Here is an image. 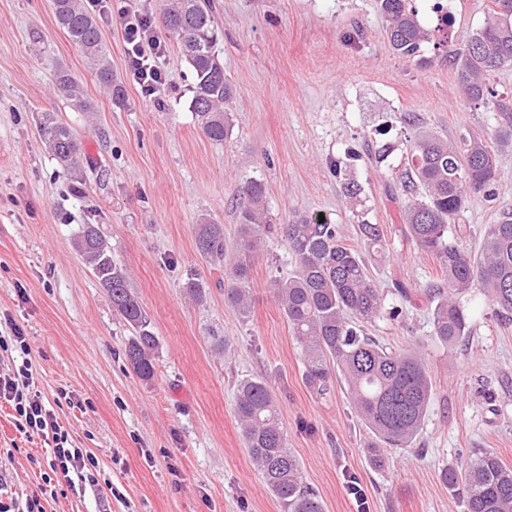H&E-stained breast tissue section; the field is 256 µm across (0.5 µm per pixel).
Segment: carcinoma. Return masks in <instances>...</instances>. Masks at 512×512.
I'll return each instance as SVG.
<instances>
[{
  "mask_svg": "<svg viewBox=\"0 0 512 512\" xmlns=\"http://www.w3.org/2000/svg\"><path fill=\"white\" fill-rule=\"evenodd\" d=\"M415 0H376L386 22L389 45L403 59L413 60L423 48L448 59L464 99L497 114L499 129L493 138L512 147V95H502L491 84L494 74L512 67V0H492L485 24L455 42L436 41L434 32L448 24L441 7L434 5L437 25H423ZM56 22L99 83L121 101L124 89L112 72L110 51L101 38L94 15L83 0H53ZM213 0H167L157 19L158 28L173 37L194 75L190 109L205 136L224 141L232 124L225 105L234 87L224 74V61L216 50L219 29ZM56 90L81 112L94 111L92 103L65 71L57 75ZM400 123L413 127L400 174L406 202L403 210L405 239L432 254L441 279L411 291L395 282L407 303L425 300L431 336L452 350L471 336L470 317L462 298L479 289L497 314L512 315V208H504L496 223L486 225L478 250L465 244V232L454 221L462 215L470 197L494 195L497 178L494 150L483 134L466 132L450 139L430 129L414 126L411 117ZM40 131L46 147L71 179L82 177L81 144L71 129L52 112L42 117ZM361 185L346 179L342 194L346 204L362 205ZM237 239L224 241V225L201 218L196 247L205 257L224 263V301L242 318L250 317V278L262 236L277 233L288 243L294 272L273 281L275 297L298 342L306 384L325 394L344 385L352 407L375 437L368 456L376 468L384 465L379 446L405 448L423 429L433 384L426 359L416 348L395 349L369 335L366 325L383 313L396 319L403 309L385 310V295L371 272V263H388L394 248L378 224L357 215L361 245L343 241L339 225L319 214L294 211L284 224L266 220L265 185L256 180L238 188ZM75 248L107 294L112 311L136 331L125 357L134 373L149 381L154 376V352L158 341L146 329L140 301L129 285L126 269L112 258V246L98 224H83L74 239ZM235 413L249 457L267 490L283 512H324L321 497L304 481L296 455L279 419V410L268 382L246 378L237 385ZM442 482L454 496L464 498L466 512H512V468L492 451L473 453L458 466L441 471Z\"/></svg>",
  "mask_w": 512,
  "mask_h": 512,
  "instance_id": "obj_1",
  "label": "carcinoma"
}]
</instances>
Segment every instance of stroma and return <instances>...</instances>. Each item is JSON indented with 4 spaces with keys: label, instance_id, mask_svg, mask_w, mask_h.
<instances>
[{
    "label": "stroma",
    "instance_id": "1",
    "mask_svg": "<svg viewBox=\"0 0 512 512\" xmlns=\"http://www.w3.org/2000/svg\"><path fill=\"white\" fill-rule=\"evenodd\" d=\"M224 36L217 51L235 87L232 133L217 143L189 109L193 73L176 47L159 59L167 73L148 98L125 79L120 13L101 22L112 70L125 81L115 104L55 21L51 0H0V325L13 320L30 346L46 400L72 392L81 408L57 410L74 447L99 460L98 485L76 483L47 499L46 512H282L244 449L234 413L246 377L271 386L304 477L326 512H357L347 489L357 480L369 512H464L440 474L486 448L512 467V319L495 317L480 293L467 297L472 335L447 352L431 339L426 305L369 326L396 348H420L434 395L418 440L385 449L370 465V431L355 416L343 386L317 395L302 379V357L272 293L291 275L288 245L265 237L255 257L254 310L241 319L224 301L218 271L200 255V217L237 229L235 190L266 186L273 223L295 210L326 214L358 245L356 219L341 193L333 160L358 152L350 174L363 188L362 209L397 251L373 268L387 303L401 304L392 282L408 288L440 279L437 260L403 237L398 182L405 139L394 128L407 114L417 125L452 137L467 128L492 134L495 113L466 102L452 68L433 50L396 56L376 0H214ZM66 69L94 104L75 110L55 91ZM67 122L82 143V183L64 175L39 131L42 113ZM390 144L383 163L362 156L364 144ZM495 199L471 198L461 223L478 247L486 225L512 206V151L496 154ZM83 224L100 225L112 256L156 336L155 374L141 380L124 348L133 329L112 305L74 248ZM196 280L203 302L185 288ZM229 342L222 353L220 342ZM47 445L17 431L0 405V501L24 506L48 470Z\"/></svg>",
    "mask_w": 512,
    "mask_h": 512
}]
</instances>
